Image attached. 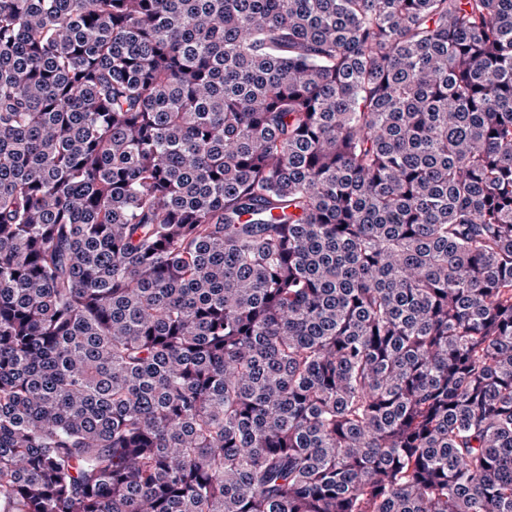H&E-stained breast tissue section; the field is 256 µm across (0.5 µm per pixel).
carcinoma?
Returning <instances> with one entry per match:
<instances>
[{
	"instance_id": "1",
	"label": "carcinoma",
	"mask_w": 512,
	"mask_h": 512,
	"mask_svg": "<svg viewBox=\"0 0 512 512\" xmlns=\"http://www.w3.org/2000/svg\"><path fill=\"white\" fill-rule=\"evenodd\" d=\"M0 512H512V0H0Z\"/></svg>"
}]
</instances>
